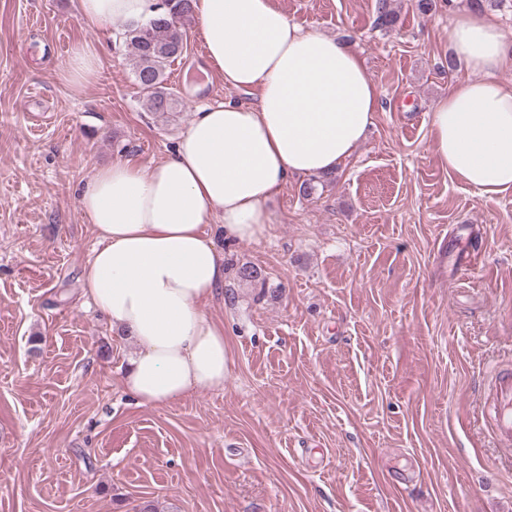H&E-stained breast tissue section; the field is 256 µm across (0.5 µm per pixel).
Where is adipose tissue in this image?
I'll list each match as a JSON object with an SVG mask.
<instances>
[{"instance_id":"obj_1","label":"adipose tissue","mask_w":512,"mask_h":512,"mask_svg":"<svg viewBox=\"0 0 512 512\" xmlns=\"http://www.w3.org/2000/svg\"><path fill=\"white\" fill-rule=\"evenodd\" d=\"M158 0H79L90 25L145 20ZM210 70L252 100L203 107L175 150L151 168L131 159L97 169L80 207L98 237L83 291L137 350L122 375L141 406L220 390L230 374L224 330L202 309L224 285L208 231L254 240L267 202L289 176L333 171L352 155L377 110L374 82L354 43L292 23L272 0H193ZM455 56L478 81L449 88L430 114L436 157L492 198L512 190V45L493 17L456 11Z\"/></svg>"}]
</instances>
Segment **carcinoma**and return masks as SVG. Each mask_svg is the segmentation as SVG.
I'll list each match as a JSON object with an SVG mask.
<instances>
[{
	"label": "carcinoma",
	"mask_w": 512,
	"mask_h": 512,
	"mask_svg": "<svg viewBox=\"0 0 512 512\" xmlns=\"http://www.w3.org/2000/svg\"><path fill=\"white\" fill-rule=\"evenodd\" d=\"M160 12L146 22L126 24L124 39L135 80L149 107L161 116L177 111L178 96L167 86V69L187 49L183 22L192 16V0H161Z\"/></svg>",
	"instance_id": "cac0c4a2"
}]
</instances>
